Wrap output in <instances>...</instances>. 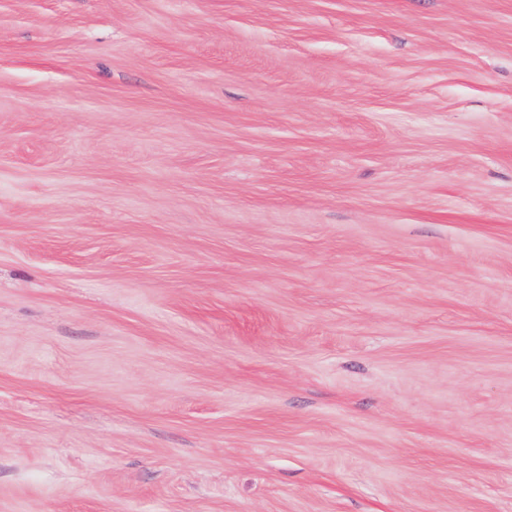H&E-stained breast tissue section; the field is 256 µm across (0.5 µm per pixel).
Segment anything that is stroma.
<instances>
[{"instance_id":"35a3bbf8","label":"stroma","mask_w":512,"mask_h":512,"mask_svg":"<svg viewBox=\"0 0 512 512\" xmlns=\"http://www.w3.org/2000/svg\"><path fill=\"white\" fill-rule=\"evenodd\" d=\"M0 512H512V0H0Z\"/></svg>"}]
</instances>
